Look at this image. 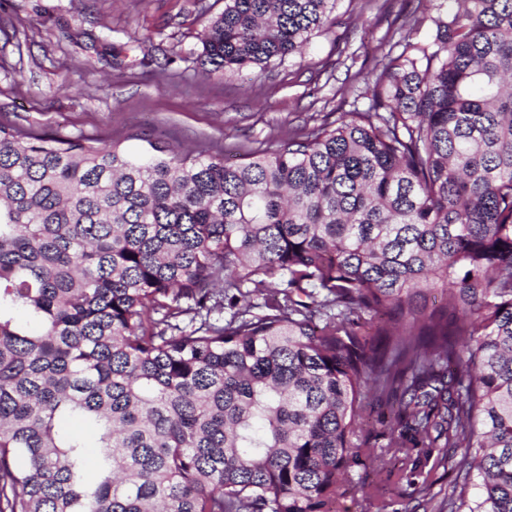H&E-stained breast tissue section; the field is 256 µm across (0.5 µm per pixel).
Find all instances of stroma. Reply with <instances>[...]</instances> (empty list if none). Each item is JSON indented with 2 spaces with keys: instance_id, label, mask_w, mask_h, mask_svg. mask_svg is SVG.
I'll return each mask as SVG.
<instances>
[{
  "instance_id": "stroma-1",
  "label": "stroma",
  "mask_w": 512,
  "mask_h": 512,
  "mask_svg": "<svg viewBox=\"0 0 512 512\" xmlns=\"http://www.w3.org/2000/svg\"><path fill=\"white\" fill-rule=\"evenodd\" d=\"M224 0H0V123L70 138L159 137L241 156L330 112L365 109V77L414 16L409 0H339L330 32L265 70L203 75Z\"/></svg>"
}]
</instances>
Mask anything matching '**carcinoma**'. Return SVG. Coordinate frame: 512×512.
<instances>
[{
  "label": "carcinoma",
  "mask_w": 512,
  "mask_h": 512,
  "mask_svg": "<svg viewBox=\"0 0 512 512\" xmlns=\"http://www.w3.org/2000/svg\"><path fill=\"white\" fill-rule=\"evenodd\" d=\"M337 2L224 0L202 71ZM410 2L367 109L237 163L0 123V512H336L367 459L512 512V0Z\"/></svg>",
  "instance_id": "obj_1"
}]
</instances>
